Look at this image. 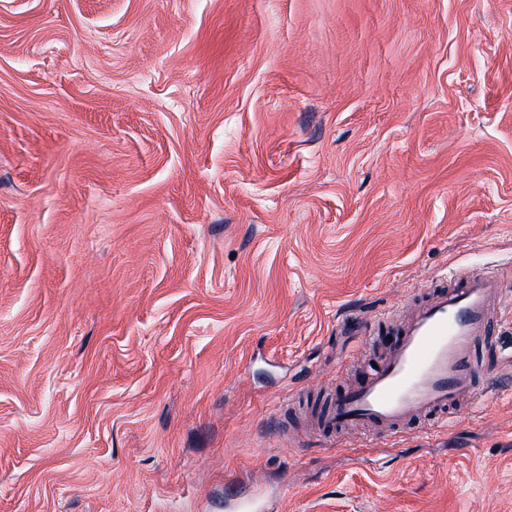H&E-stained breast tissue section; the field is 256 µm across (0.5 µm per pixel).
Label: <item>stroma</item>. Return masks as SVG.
<instances>
[{
  "mask_svg": "<svg viewBox=\"0 0 512 512\" xmlns=\"http://www.w3.org/2000/svg\"><path fill=\"white\" fill-rule=\"evenodd\" d=\"M512 290V0H0V512H512V389L312 428L459 267Z\"/></svg>",
  "mask_w": 512,
  "mask_h": 512,
  "instance_id": "1",
  "label": "stroma"
}]
</instances>
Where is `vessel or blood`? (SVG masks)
<instances>
[{
    "label": "vessel or blood",
    "instance_id": "vessel-or-blood-1",
    "mask_svg": "<svg viewBox=\"0 0 512 512\" xmlns=\"http://www.w3.org/2000/svg\"><path fill=\"white\" fill-rule=\"evenodd\" d=\"M456 278V287L412 312L377 368L322 409L317 423L324 432L352 445L365 430L385 437L412 420L447 413L473 393V348L512 313V291L487 273L461 271ZM492 369L496 381L512 380V349L493 346Z\"/></svg>",
    "mask_w": 512,
    "mask_h": 512
}]
</instances>
